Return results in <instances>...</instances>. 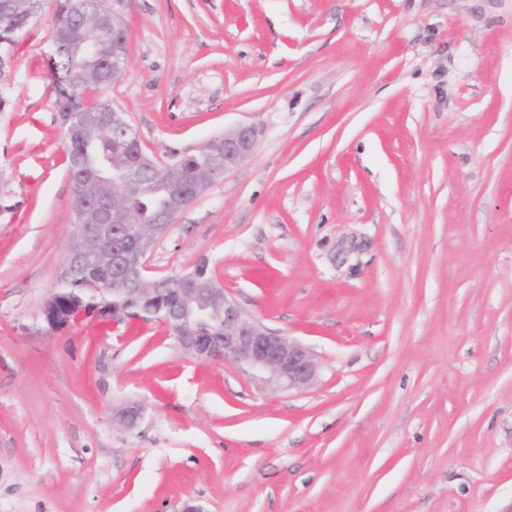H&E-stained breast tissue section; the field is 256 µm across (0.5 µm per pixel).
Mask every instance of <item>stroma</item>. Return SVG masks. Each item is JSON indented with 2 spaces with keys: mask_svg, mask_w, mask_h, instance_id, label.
<instances>
[{
  "mask_svg": "<svg viewBox=\"0 0 512 512\" xmlns=\"http://www.w3.org/2000/svg\"><path fill=\"white\" fill-rule=\"evenodd\" d=\"M57 7L0 87V512H512V0L123 5L102 99L145 153L258 130L154 241L151 274L207 259L314 351L300 391L153 320L44 321L74 220Z\"/></svg>",
  "mask_w": 512,
  "mask_h": 512,
  "instance_id": "35a3bbf8",
  "label": "stroma"
}]
</instances>
